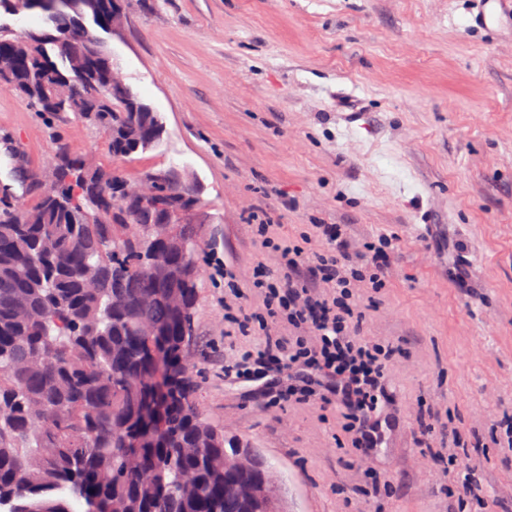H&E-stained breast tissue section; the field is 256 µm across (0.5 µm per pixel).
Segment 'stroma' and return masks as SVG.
<instances>
[{
    "mask_svg": "<svg viewBox=\"0 0 512 512\" xmlns=\"http://www.w3.org/2000/svg\"><path fill=\"white\" fill-rule=\"evenodd\" d=\"M478 11V0H131L98 37L165 132L129 159L75 115L51 121L0 91V140L34 168L60 138L125 178L174 170L195 187L181 221L201 242L199 402L269 459L288 512H369L361 492L374 481L382 512H465L435 465L414 463L423 407L482 443L491 512H512V450L490 442L485 417L512 414V31L474 23ZM256 211L274 237L343 224L357 245L399 239L366 327L408 356L390 369L399 426L375 480L337 447L339 411L283 409L224 376L259 338L226 321L214 263L261 307L248 278L276 259L255 237Z\"/></svg>",
    "mask_w": 512,
    "mask_h": 512,
    "instance_id": "obj_1",
    "label": "stroma"
}]
</instances>
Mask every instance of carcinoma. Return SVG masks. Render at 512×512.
<instances>
[{
    "mask_svg": "<svg viewBox=\"0 0 512 512\" xmlns=\"http://www.w3.org/2000/svg\"><path fill=\"white\" fill-rule=\"evenodd\" d=\"M124 0H57L49 30L0 27V59L25 49L15 94L47 118L83 116L112 157L159 143L160 116L128 85L84 21L102 26ZM52 187L0 206V512H256L224 497V459L247 442L209 420L197 399V278L154 277L160 260L198 265L194 226L156 249V225L197 201L176 173L147 172L154 195L64 144ZM16 178L42 177L19 160ZM152 324L162 336H143Z\"/></svg>",
    "mask_w": 512,
    "mask_h": 512,
    "instance_id": "carcinoma-1",
    "label": "carcinoma"
}]
</instances>
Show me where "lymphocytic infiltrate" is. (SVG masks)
<instances>
[{"label": "lymphocytic infiltrate", "instance_id": "obj_1", "mask_svg": "<svg viewBox=\"0 0 512 512\" xmlns=\"http://www.w3.org/2000/svg\"><path fill=\"white\" fill-rule=\"evenodd\" d=\"M252 220L262 247L276 253L280 268L253 269L252 285L263 296L261 314L241 304L240 279L232 269H225L224 285L232 298L224 306L225 318L239 331L256 329L264 334L258 347L242 353L225 374L244 382L276 376L279 403L317 397L336 406L342 430L365 474H374L373 463L398 425L388 371L405 355L393 342L361 336L368 307L358 290L385 288L397 238L381 235L355 247L344 225H313L319 249L307 278L300 273L305 248L270 236L265 214L253 213ZM280 318L293 327L292 336L269 334V323ZM431 459L447 460L451 494L483 499L485 489L474 478L477 452L465 442L459 427L449 426L444 443L422 439L417 462L423 465Z\"/></svg>", "mask_w": 512, "mask_h": 512}]
</instances>
